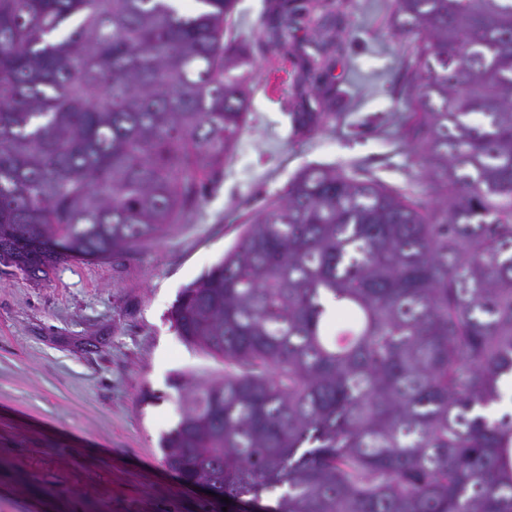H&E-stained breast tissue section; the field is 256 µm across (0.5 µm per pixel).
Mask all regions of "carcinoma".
Listing matches in <instances>:
<instances>
[{
	"mask_svg": "<svg viewBox=\"0 0 512 512\" xmlns=\"http://www.w3.org/2000/svg\"><path fill=\"white\" fill-rule=\"evenodd\" d=\"M0 0V267L161 238L248 116L236 0ZM294 0H271L266 47ZM432 201L309 167L171 310L224 362L178 385L166 466L262 512H512V0H394ZM336 43L295 66L305 88ZM296 112L300 131L338 117Z\"/></svg>",
	"mask_w": 512,
	"mask_h": 512,
	"instance_id": "obj_1",
	"label": "carcinoma"
}]
</instances>
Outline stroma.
Returning <instances> with one entry per match:
<instances>
[{"label":"stroma","instance_id":"1","mask_svg":"<svg viewBox=\"0 0 512 512\" xmlns=\"http://www.w3.org/2000/svg\"><path fill=\"white\" fill-rule=\"evenodd\" d=\"M336 57L296 96L288 71L316 37L301 23L284 53L255 27L268 0H238L255 80L247 127L166 236L105 259L60 262L47 280L0 272V512H222L163 462L180 419L172 379L218 378L222 362L187 345L170 312L182 289L231 249L246 215L311 166L362 164L390 186L425 185L397 120L408 38L391 0H336ZM336 91V124L300 132Z\"/></svg>","mask_w":512,"mask_h":512}]
</instances>
